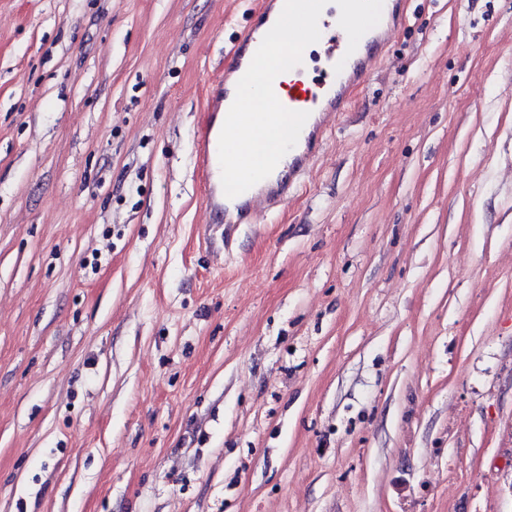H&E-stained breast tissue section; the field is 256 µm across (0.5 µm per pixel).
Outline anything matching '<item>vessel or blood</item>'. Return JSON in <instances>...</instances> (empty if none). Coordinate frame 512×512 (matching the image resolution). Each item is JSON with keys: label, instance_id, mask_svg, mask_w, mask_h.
Instances as JSON below:
<instances>
[{"label": "vessel or blood", "instance_id": "1", "mask_svg": "<svg viewBox=\"0 0 512 512\" xmlns=\"http://www.w3.org/2000/svg\"><path fill=\"white\" fill-rule=\"evenodd\" d=\"M336 10L325 9V0H263L260 15L267 28H253L244 36L252 53L237 50L224 65L225 76L215 82L209 101V120L197 137V154L206 174V208L213 224L231 222L224 193L232 191L240 208L252 212L257 207L278 206L286 190H255L247 166L254 159L274 165L281 140L294 143L288 166L296 179L309 171L316 147L327 131L330 116L352 106L353 92L365 85L374 62L383 58L389 35L403 20L401 0H340ZM325 30L321 68L324 80L307 85L295 83L288 99L273 100L268 111L247 112L233 99L239 89L256 83L260 67L271 52L275 33L292 34L312 20ZM249 137L258 147V156L236 149L238 137Z\"/></svg>", "mask_w": 512, "mask_h": 512}]
</instances>
